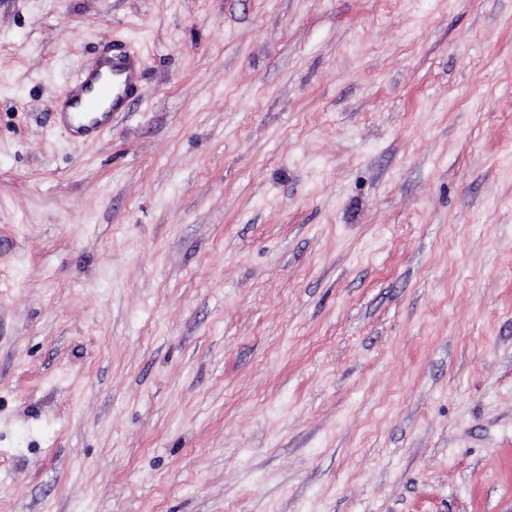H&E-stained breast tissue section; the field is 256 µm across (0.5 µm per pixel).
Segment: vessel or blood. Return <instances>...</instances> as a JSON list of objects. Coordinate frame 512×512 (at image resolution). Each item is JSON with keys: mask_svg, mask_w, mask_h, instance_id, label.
<instances>
[{"mask_svg": "<svg viewBox=\"0 0 512 512\" xmlns=\"http://www.w3.org/2000/svg\"><path fill=\"white\" fill-rule=\"evenodd\" d=\"M108 67V80L97 67L81 72L58 107L56 116L72 136L102 135L111 128L114 114L130 111L137 100V72L130 59L113 58Z\"/></svg>", "mask_w": 512, "mask_h": 512, "instance_id": "vessel-or-blood-1", "label": "vessel or blood"}]
</instances>
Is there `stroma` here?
<instances>
[{"label":"stroma","instance_id":"35a3bbf8","mask_svg":"<svg viewBox=\"0 0 512 512\" xmlns=\"http://www.w3.org/2000/svg\"><path fill=\"white\" fill-rule=\"evenodd\" d=\"M0 512H512V0H0ZM87 72L81 71L66 99L56 111L60 124L76 138L102 135L112 126L119 112H130L137 100V72L129 58L114 56ZM107 66L112 80H104L101 69ZM104 101L110 102L106 112H95Z\"/></svg>","mask_w":512,"mask_h":512}]
</instances>
